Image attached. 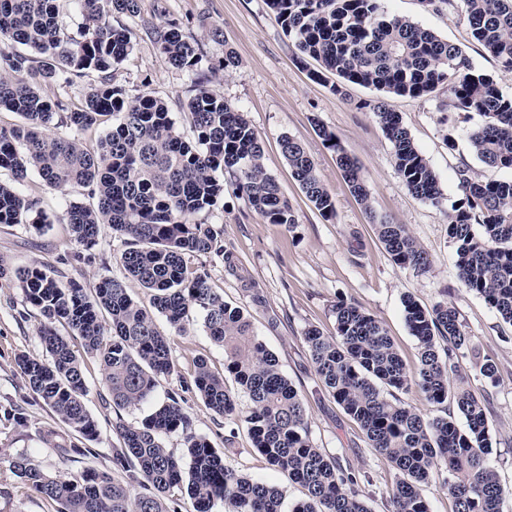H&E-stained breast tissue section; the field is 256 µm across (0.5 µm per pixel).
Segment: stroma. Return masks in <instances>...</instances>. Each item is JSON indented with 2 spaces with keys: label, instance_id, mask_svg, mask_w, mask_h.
Masks as SVG:
<instances>
[{
  "label": "stroma",
  "instance_id": "35a3bbf8",
  "mask_svg": "<svg viewBox=\"0 0 512 512\" xmlns=\"http://www.w3.org/2000/svg\"><path fill=\"white\" fill-rule=\"evenodd\" d=\"M384 5L389 14L408 18L461 46L477 72L492 76L503 91L512 93V70L503 68L471 39L462 16L445 7L428 6L425 0H384ZM160 8L199 40L203 59L197 70L172 67L158 50L156 31L141 28V19H153ZM140 9V19L130 22L136 33L135 49L120 70L119 84L130 93L164 99L181 133L190 140L194 134L181 108L193 96L198 75H205L207 88L243 112L258 132L266 171L293 208V225L268 223L236 190L233 177H225L223 198L203 219L218 225L224 250L233 261L228 264L202 256L194 264L205 269L210 285L223 294L225 302L243 308L256 335L277 355L282 372L303 399L313 443L335 457L344 471L368 476L371 484L365 492L372 512H387L385 492L399 474L368 447L360 424L324 391L304 334L314 326L325 335H335L332 307L337 299H348L382 322L411 369L418 362V342L404 320L403 296L412 294L426 307L448 303L474 338L476 350L461 355L460 371L478 388L486 405L491 458L506 490L503 512H512V324L463 287L446 211L412 196L397 174L392 146L371 108L378 93L351 85L339 95L332 90L336 75L327 72L322 79L312 78L316 62L302 59L266 0H140ZM211 25L220 29L219 38L208 35ZM228 50L239 62L229 71L222 67ZM389 104L429 161L449 201L461 198V177L483 182L512 179V171L488 167L472 153L469 135L483 119L455 111L447 88L424 98L393 97ZM322 126L337 135L359 166L371 209H364L351 194L335 152L318 133ZM285 135L300 142L313 158L335 198V217L324 218L301 190L282 153ZM17 189L38 199L43 221L0 224V256L20 266H55L65 279L87 289L102 276L121 279L133 299L148 304L149 297L138 282L125 279L119 262L124 245L111 232L101 234L91 260L75 261L80 247L66 222V211L71 203L86 201L84 189L52 190L34 173ZM379 219L405 225L426 251L428 271L393 262L378 237L375 222ZM252 288L262 294L261 305L251 303L248 291ZM156 324L169 341L175 370L159 377L155 400H164L170 393L180 395L197 431L209 438L226 466L280 487L285 505L300 500L303 488L267 463L254 448L245 425L215 415L195 390L187 388L197 358H206L216 373L224 371V351L210 338L201 319L190 320L182 333L165 317H157ZM39 327V317L24 303L21 288L0 280V453L26 454L53 474H76L86 467L111 470L112 450L119 445L114 424H138L148 414V405L113 406L102 383L99 361L84 357L85 404L97 422L98 437L90 442L75 438L85 456L75 461L61 459L42 438L43 429L57 426L58 421L29 390L15 362L21 354L45 358ZM479 354L496 363L495 379L479 374L475 364ZM10 408L21 411L22 421L7 417ZM57 509L56 503L30 490L8 465H0V512Z\"/></svg>",
  "mask_w": 512,
  "mask_h": 512
}]
</instances>
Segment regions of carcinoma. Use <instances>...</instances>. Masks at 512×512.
Segmentation results:
<instances>
[{
    "label": "carcinoma",
    "instance_id": "1",
    "mask_svg": "<svg viewBox=\"0 0 512 512\" xmlns=\"http://www.w3.org/2000/svg\"><path fill=\"white\" fill-rule=\"evenodd\" d=\"M448 5L466 18L474 40L504 68L512 70V0H425ZM83 24L76 35L59 20L58 0H0V109L21 116L0 125V224H33L37 200L16 184L37 172L43 184L64 191L81 187L88 203H72L66 224L76 243L89 249L105 229L125 244L120 262L128 278L151 293L152 305L172 328L185 331L192 315L224 348V374L206 360L196 361L193 389L216 415L243 423L253 447L267 463L305 489L291 512H371L361 482L345 472L308 436L301 397L281 372L278 357L254 333L238 307L224 302L205 272L189 270L190 259L223 257L220 230L198 220L224 196L218 172L235 178L236 189L270 224H293L294 213L263 164L260 136L245 115L204 82L185 105L195 141L180 133L165 101L147 94L130 96L115 82V71L134 50V32L112 24L115 14L140 16L139 0H77ZM276 21L299 50L322 71L349 84L373 88L388 97L423 98L448 87L459 112L477 113L484 122L470 135L474 155L492 168L512 170V95L489 75L473 72L463 49L411 20L387 14L382 0H267ZM158 49L176 69L201 62L199 43L173 20L161 32ZM94 71L99 81L71 95L51 98L44 84L73 85L70 75ZM393 148L397 173L408 191L434 206L446 201L438 179L415 146L397 112L383 101L373 106ZM112 121V129L87 149L82 135ZM65 128L67 136L55 133ZM319 133L336 160L351 193L372 211L366 183L356 162L334 132ZM282 151L296 180L325 218L336 216L335 199L303 145L289 136ZM463 197L448 213V236L456 244L455 263L468 290L481 296L512 323V180L462 179ZM480 231H475L474 226ZM378 236L393 261L424 272L423 248L402 224H377ZM14 278L25 302L41 316L39 338L48 358L26 354L16 364L29 389L40 397L68 435L94 441L97 424L86 408L82 360L61 336L63 323L80 337L84 352L100 361L103 383L116 407L152 399L157 378L173 372L167 338L153 314L131 298L122 282L102 277L87 290L39 267H14L0 257V279ZM336 335L316 328L305 332L311 362L336 403L361 425L369 447L399 471L387 490L390 512H430L423 486L435 474L453 499L455 512H502L504 495L490 459L487 414L477 392L464 381L458 359L471 336L456 310L442 302L427 308L413 296L403 299L405 322L418 341L419 365L406 368L387 331L361 305L340 299L333 305ZM233 378L230 390L224 375ZM416 386L431 404L452 402L466 420L425 419L396 393ZM249 405L242 409L238 397ZM114 430L112 473L91 468L78 474H50L25 454L0 456L30 488L59 505L58 512H178L169 493L186 487L195 512H211L215 501L225 512H281L282 491L224 465L219 451L198 433L173 393L154 404L136 426L119 421ZM179 433L184 451L176 455L163 442ZM66 460L78 447L54 430L46 433ZM129 475L144 492L133 495Z\"/></svg>",
    "mask_w": 512,
    "mask_h": 512
}]
</instances>
